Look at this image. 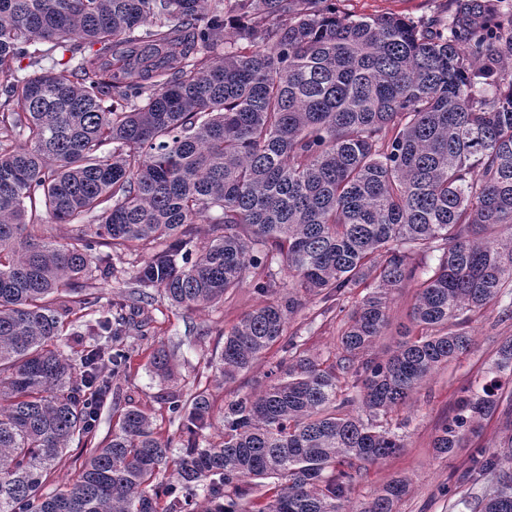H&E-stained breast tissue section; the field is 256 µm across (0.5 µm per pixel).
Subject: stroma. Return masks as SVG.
<instances>
[{
	"mask_svg": "<svg viewBox=\"0 0 512 512\" xmlns=\"http://www.w3.org/2000/svg\"><path fill=\"white\" fill-rule=\"evenodd\" d=\"M448 0H335L337 10L352 17L379 14H397L411 18L435 19L447 23ZM152 251L138 245L125 250L115 260L113 277L104 279L99 274L83 280V291L93 294L98 307L108 305L114 291L126 288L137 270L149 259ZM416 288L407 285L396 290L389 308L390 326L376 343L373 354L386 358L411 328L409 312ZM260 301L251 282H243L227 293L223 302L200 311H187L171 306L163 296H156L152 305L141 310L145 325L143 339L138 340L131 354L125 378L120 380L119 404H106L100 412L93 437L94 443L107 440L122 409L135 406L147 413L158 436L178 439L179 430L172 423L164 398L174 390H188L194 386L206 388L215 412H222L225 402L235 393L265 386V374L272 355H265L253 367L241 373L235 381L222 382L210 364L212 355L220 352L224 331L230 330L242 314ZM321 298L309 296L302 308L290 320L289 332L302 336L310 354L326 358L336 347L345 314L325 312ZM464 329L474 338L472 348L453 362L451 367L434 373L414 394L410 404L393 415V431L404 439L405 446L394 456L369 466L363 479L356 485L352 499L363 502L394 478L410 482L407 494L398 505V512H460L457 500L465 494L481 495V486L458 484V475L467 467L470 449H458L453 457H436L432 443L438 426L452 412L464 387L481 380L489 367L498 343L512 336V316L503 315L496 305L487 306L470 317ZM169 351L174 359L172 378L159 376L153 365L156 349Z\"/></svg>",
	"mask_w": 512,
	"mask_h": 512,
	"instance_id": "obj_1",
	"label": "stroma"
}]
</instances>
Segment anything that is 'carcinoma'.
I'll list each match as a JSON object with an SVG mask.
<instances>
[{
  "label": "carcinoma",
  "mask_w": 512,
  "mask_h": 512,
  "mask_svg": "<svg viewBox=\"0 0 512 512\" xmlns=\"http://www.w3.org/2000/svg\"><path fill=\"white\" fill-rule=\"evenodd\" d=\"M500 2L450 0L445 32L327 0H0V512H397L402 478L350 508L366 465L405 447L382 419L470 348L465 314L512 310V14ZM46 215L76 232L47 236ZM135 243L154 254L85 322L95 345L65 354V321L88 304L69 293ZM249 278L262 300L213 367L229 383L271 348L279 358L264 389L224 404L219 440L199 443L207 390H178L176 458L127 408L78 479L45 491L128 370L129 312L155 291L204 309ZM412 283L418 334L368 356L391 292ZM353 288L365 294L335 353L312 356L290 318L308 295ZM153 365L172 375L165 350ZM509 383L512 336L437 429L436 455L512 413ZM358 402L368 417L352 414ZM488 476L458 504L512 512V433L472 450L463 481Z\"/></svg>",
  "instance_id": "obj_1"
}]
</instances>
